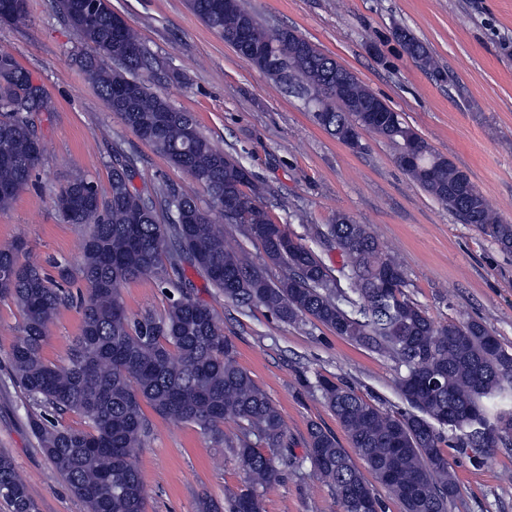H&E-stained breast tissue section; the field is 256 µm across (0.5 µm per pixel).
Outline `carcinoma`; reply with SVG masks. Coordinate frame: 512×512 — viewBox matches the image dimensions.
I'll use <instances>...</instances> for the list:
<instances>
[{
  "instance_id": "1",
  "label": "carcinoma",
  "mask_w": 512,
  "mask_h": 512,
  "mask_svg": "<svg viewBox=\"0 0 512 512\" xmlns=\"http://www.w3.org/2000/svg\"><path fill=\"white\" fill-rule=\"evenodd\" d=\"M91 1L96 21L84 20ZM57 12L83 47L81 66L107 108L175 168L205 187L208 208L185 188L162 182L142 194L129 188L134 156L115 151L110 191L77 175L55 196L66 221L84 230L74 268L47 277L39 261L15 240L0 246V298L19 309L23 336L13 345L5 372L29 401L27 419L41 453L86 512H145L146 487L133 462L145 447L156 415L187 423L230 449L243 472L242 486L224 503L203 493L196 512H263L261 491L283 472L310 464L331 487L341 512H358L370 498L383 503V486L402 512H448L459 485L448 469L445 448L487 449L512 438V352L480 321L434 322L405 292L404 267L386 253L368 225L344 212L334 223L314 226V236L336 244L337 270L273 222L268 189L232 154L217 148L193 115L156 93L143 73L161 67L137 32L112 10L110 0H54ZM192 11L224 42L243 45L252 65L298 90L316 112L314 121L349 144L358 129L393 143L396 161L428 194L490 236L512 254V224L488 205L469 174L436 152L357 76L336 86V60L288 28H270L239 0H189ZM394 37L421 69L439 72L427 47L405 27ZM277 53L271 69L265 57ZM55 106L44 86L7 50L0 49V210L12 207L44 145L35 120ZM233 206L224 207V200ZM243 227L245 240L261 247L253 258L242 242L230 246L212 212ZM198 271L224 300L259 305L280 321L318 323L343 340L388 353L404 369L396 388L408 410L391 413L350 385L317 379L320 397L346 434L350 449L317 424L308 429L303 456L285 435L279 408L237 362L230 337L206 304L192 293L185 268ZM279 267L281 277L269 270ZM79 275L89 286L80 300L81 328L64 364L44 357L49 325L69 294L64 285ZM153 278L169 294L165 314L133 321L122 287ZM346 288H341V282ZM349 304L350 310L340 306ZM83 417L87 428L55 423L52 415ZM238 432L224 434V420ZM446 427V437L440 428ZM375 482H370L369 478ZM0 500L10 512H39L12 456L0 451Z\"/></svg>"
}]
</instances>
